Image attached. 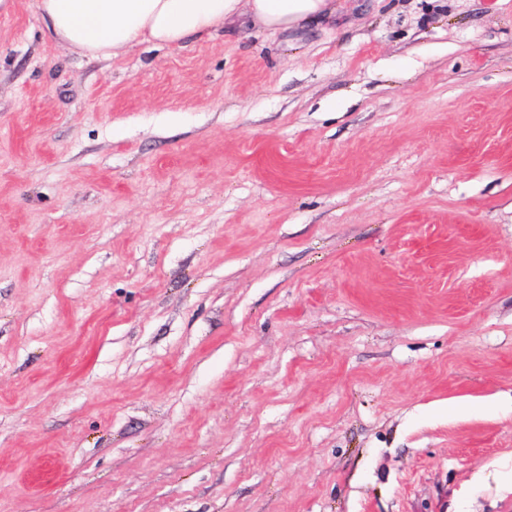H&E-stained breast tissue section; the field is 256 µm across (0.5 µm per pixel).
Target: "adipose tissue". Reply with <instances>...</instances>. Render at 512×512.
I'll return each instance as SVG.
<instances>
[{
	"instance_id": "ef3b65f1",
	"label": "adipose tissue",
	"mask_w": 512,
	"mask_h": 512,
	"mask_svg": "<svg viewBox=\"0 0 512 512\" xmlns=\"http://www.w3.org/2000/svg\"><path fill=\"white\" fill-rule=\"evenodd\" d=\"M38 10L58 45L106 58L143 43L179 47L227 27L332 33L340 16L336 0H38Z\"/></svg>"
}]
</instances>
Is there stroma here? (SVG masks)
I'll return each mask as SVG.
<instances>
[{"mask_svg": "<svg viewBox=\"0 0 512 512\" xmlns=\"http://www.w3.org/2000/svg\"><path fill=\"white\" fill-rule=\"evenodd\" d=\"M342 12L0 0V512H512V0ZM45 34L58 45L112 59L135 45L181 47L225 27L273 36L336 32L339 0H37Z\"/></svg>", "mask_w": 512, "mask_h": 512, "instance_id": "1", "label": "stroma"}]
</instances>
